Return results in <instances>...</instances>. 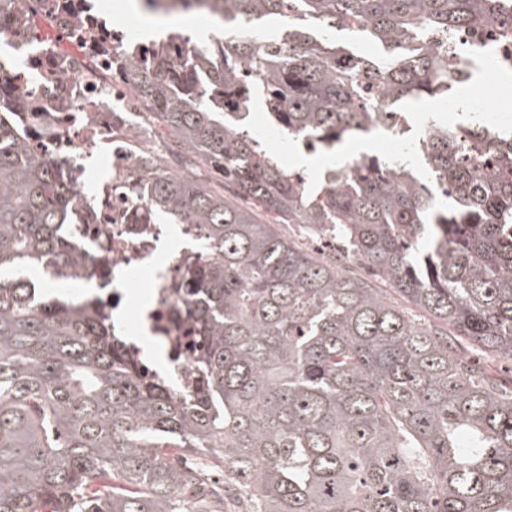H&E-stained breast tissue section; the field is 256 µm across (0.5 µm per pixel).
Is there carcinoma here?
<instances>
[{
    "label": "carcinoma",
    "instance_id": "cac0c4a2",
    "mask_svg": "<svg viewBox=\"0 0 512 512\" xmlns=\"http://www.w3.org/2000/svg\"><path fill=\"white\" fill-rule=\"evenodd\" d=\"M208 2L224 61L172 47L130 63L184 153L181 169L154 168L143 201L202 227L186 289L194 391L139 372L102 315L46 295L40 277L80 282L94 264L72 246L66 171L0 112V512H512V379L458 349L512 360V137L488 148L474 119L468 149L436 119L418 142L431 180L381 160L328 172L313 198L232 110L258 100L284 136L322 149L388 131L394 104L448 98V46L425 32L486 26L493 0ZM272 25L266 42L246 36ZM336 31L380 57L343 64ZM199 163L369 277L229 204ZM198 452L226 484L180 464Z\"/></svg>",
    "mask_w": 512,
    "mask_h": 512
}]
</instances>
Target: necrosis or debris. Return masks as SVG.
I'll use <instances>...</instances> for the list:
<instances>
[{
  "mask_svg": "<svg viewBox=\"0 0 512 512\" xmlns=\"http://www.w3.org/2000/svg\"><path fill=\"white\" fill-rule=\"evenodd\" d=\"M111 0H40L30 30L19 13L0 25V108L18 113L40 153L67 160L77 184L72 211L78 254L98 260L95 286L79 298L111 318L128 357L178 391L202 377L196 306L184 282L202 263L194 224H164L142 200L148 161L171 166L170 153L147 128L145 109L123 68L125 49L151 54L167 36L127 23L107 26ZM450 59L492 82L512 101V39L496 25L459 32ZM149 286L141 301L134 282Z\"/></svg>",
  "mask_w": 512,
  "mask_h": 512,
  "instance_id": "necrosis-or-debris-1",
  "label": "necrosis or debris"
}]
</instances>
